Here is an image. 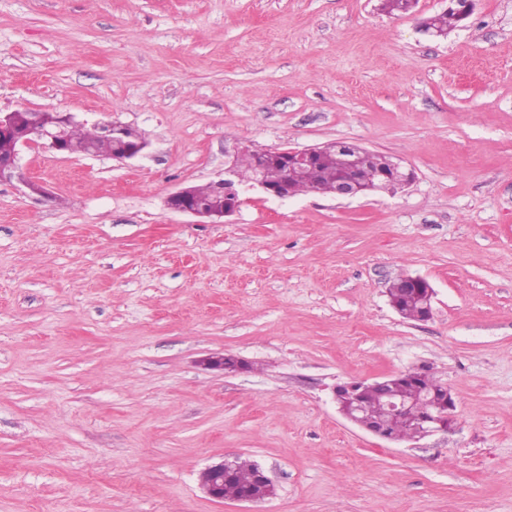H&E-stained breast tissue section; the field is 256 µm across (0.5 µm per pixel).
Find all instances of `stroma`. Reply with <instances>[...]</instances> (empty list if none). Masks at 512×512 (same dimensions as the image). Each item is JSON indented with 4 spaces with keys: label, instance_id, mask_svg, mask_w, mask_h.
<instances>
[{
    "label": "stroma",
    "instance_id": "35a3bbf8",
    "mask_svg": "<svg viewBox=\"0 0 512 512\" xmlns=\"http://www.w3.org/2000/svg\"><path fill=\"white\" fill-rule=\"evenodd\" d=\"M0 0V113L138 129L135 160L25 148L0 184V512H512V0ZM350 142L395 193H245L221 223L167 196L238 142ZM426 279L432 316L387 289ZM225 355L224 372L205 358ZM427 367L452 428L390 442L335 384ZM276 494L217 502L226 457ZM399 283L404 284L406 288L423 289V292L429 299L433 295L431 285L420 276L408 275L401 277L400 281H397L391 288H388V296L399 307L401 317L408 320H418L423 316V303L412 294H405L402 288H399ZM431 313V308H427L426 315L418 321L428 320L431 317Z\"/></svg>",
    "mask_w": 512,
    "mask_h": 512
}]
</instances>
